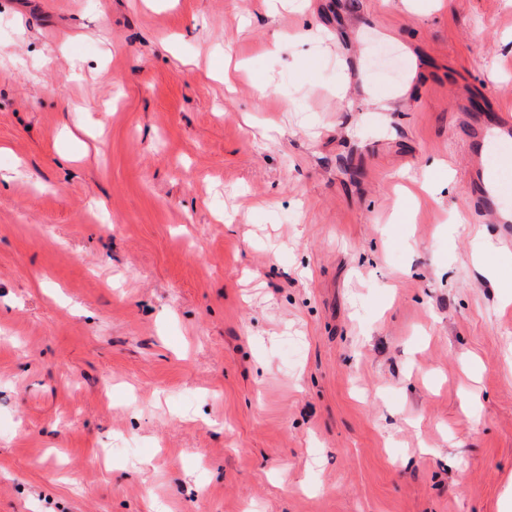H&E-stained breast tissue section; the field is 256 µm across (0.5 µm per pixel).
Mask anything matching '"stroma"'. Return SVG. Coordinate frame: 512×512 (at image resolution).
Here are the masks:
<instances>
[{
	"mask_svg": "<svg viewBox=\"0 0 512 512\" xmlns=\"http://www.w3.org/2000/svg\"><path fill=\"white\" fill-rule=\"evenodd\" d=\"M501 112L512 0H0V512H512Z\"/></svg>",
	"mask_w": 512,
	"mask_h": 512,
	"instance_id": "1",
	"label": "stroma"
}]
</instances>
